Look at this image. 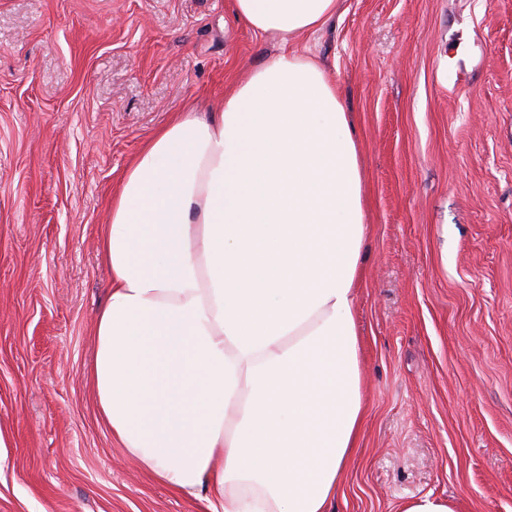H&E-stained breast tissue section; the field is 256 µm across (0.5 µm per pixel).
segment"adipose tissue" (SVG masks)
<instances>
[{
	"label": "adipose tissue",
	"mask_w": 512,
	"mask_h": 512,
	"mask_svg": "<svg viewBox=\"0 0 512 512\" xmlns=\"http://www.w3.org/2000/svg\"><path fill=\"white\" fill-rule=\"evenodd\" d=\"M338 0H234L282 49L127 170L87 378L140 468L221 512H331L366 415L363 172L335 84L290 47Z\"/></svg>",
	"instance_id": "ef3b65f1"
}]
</instances>
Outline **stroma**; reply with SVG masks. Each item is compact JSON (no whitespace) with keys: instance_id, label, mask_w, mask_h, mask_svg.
<instances>
[{"instance_id":"stroma-1","label":"stroma","mask_w":512,"mask_h":512,"mask_svg":"<svg viewBox=\"0 0 512 512\" xmlns=\"http://www.w3.org/2000/svg\"><path fill=\"white\" fill-rule=\"evenodd\" d=\"M296 46L352 114L367 202L334 512H512V0H338ZM280 49L232 0H0V512H209L98 419L100 240L153 135ZM401 512H455V508L448 500L424 495L407 502Z\"/></svg>"}]
</instances>
